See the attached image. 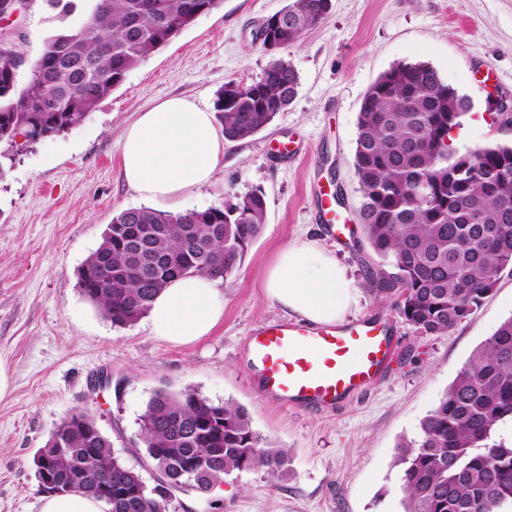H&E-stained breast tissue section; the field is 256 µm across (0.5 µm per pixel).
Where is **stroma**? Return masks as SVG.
<instances>
[{
    "label": "stroma",
    "mask_w": 512,
    "mask_h": 512,
    "mask_svg": "<svg viewBox=\"0 0 512 512\" xmlns=\"http://www.w3.org/2000/svg\"><path fill=\"white\" fill-rule=\"evenodd\" d=\"M288 0H223L124 82L71 130L15 148L0 179V361L11 391L0 398V512H41L33 457L50 432L91 413L117 455L147 486L158 473L139 440V417L160 389L232 402L253 429L288 455L279 475L233 472L203 492L177 491L175 512H404L401 443L416 438L473 351L512 316V274L449 334L420 335L371 280L374 255L357 220L353 168L361 101L399 62L425 61L472 109L455 144L512 143V0H331L326 19L283 52L299 85L288 110L256 136L224 144L209 184L164 211L203 210L262 192L266 222L224 279V320L188 345L151 335L147 319L113 325L77 285L76 270L122 210L148 206L121 173L120 135L140 112L182 96L210 109L231 79L258 80L272 55L258 31ZM93 0L67 14L30 0L0 43L21 65L25 88L46 38L77 28ZM289 153H281L282 145ZM338 195L334 224L322 199ZM316 240L359 286L347 318L383 320L396 348L385 376L333 409L263 397L244 350L250 330L283 319L266 297L265 273L284 247Z\"/></svg>",
    "instance_id": "1"
}]
</instances>
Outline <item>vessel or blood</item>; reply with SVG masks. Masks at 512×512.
Instances as JSON below:
<instances>
[{
    "instance_id": "b4317fda",
    "label": "vessel or blood",
    "mask_w": 512,
    "mask_h": 512,
    "mask_svg": "<svg viewBox=\"0 0 512 512\" xmlns=\"http://www.w3.org/2000/svg\"><path fill=\"white\" fill-rule=\"evenodd\" d=\"M247 350L264 396L294 407L327 409L380 380L394 339L369 319L326 328L278 321L258 326Z\"/></svg>"
}]
</instances>
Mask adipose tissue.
Here are the masks:
<instances>
[{"instance_id": "obj_1", "label": "adipose tissue", "mask_w": 512, "mask_h": 512, "mask_svg": "<svg viewBox=\"0 0 512 512\" xmlns=\"http://www.w3.org/2000/svg\"><path fill=\"white\" fill-rule=\"evenodd\" d=\"M223 158L213 113L182 97L140 113L121 134L123 178L155 202L209 183ZM264 289L274 305L314 326L342 323L358 295L357 283L314 241L284 248L266 273ZM223 320L218 280L192 275L174 279L155 297L148 324L152 336L189 345Z\"/></svg>"}]
</instances>
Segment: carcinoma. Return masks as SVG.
<instances>
[{
	"label": "carcinoma",
	"instance_id": "carcinoma-1",
	"mask_svg": "<svg viewBox=\"0 0 512 512\" xmlns=\"http://www.w3.org/2000/svg\"><path fill=\"white\" fill-rule=\"evenodd\" d=\"M223 0H94L83 26L50 36L26 88L17 90L20 61L0 47V157L11 158L16 137L28 143L59 135L83 121L130 70L163 49ZM329 0H290L283 23L269 29L287 48L325 20ZM215 103L224 139L264 130L294 101L298 75L273 58L262 76ZM468 96L428 62H401L366 91L358 113L353 167L361 203L358 220L378 257V291L396 296L406 322L425 335H445L512 273V144L461 152L442 136L471 110ZM436 132L416 151L413 144ZM266 222L260 192L224 206L171 213L147 207L112 218L100 245L77 270L81 294L114 325L147 315L173 279L203 274L224 279L240 265ZM512 316L470 356L438 405L422 419L418 439L401 444L405 512H512ZM140 442L164 480L145 497H104L102 477L137 485L143 479L112 448L94 417L79 411L62 420L41 448L62 485L103 501L108 512H167L186 480L178 468L204 465L191 487L208 490L214 476L263 467L284 470L286 452L272 448L246 412L212 403L187 389L156 392L139 418Z\"/></svg>",
	"mask_w": 512,
	"mask_h": 512
}]
</instances>
